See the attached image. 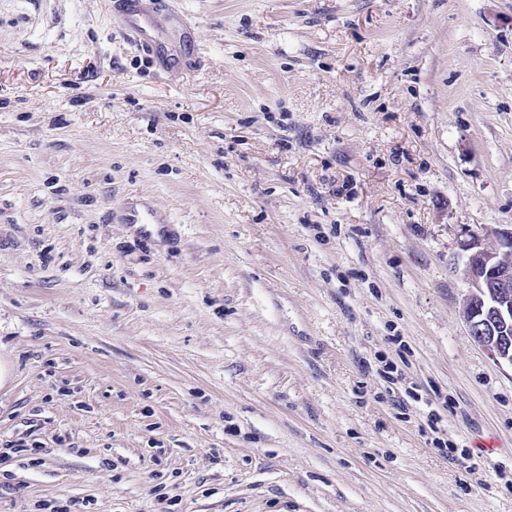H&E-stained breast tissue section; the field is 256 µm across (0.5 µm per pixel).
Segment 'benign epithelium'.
<instances>
[{
  "label": "benign epithelium",
  "mask_w": 512,
  "mask_h": 512,
  "mask_svg": "<svg viewBox=\"0 0 512 512\" xmlns=\"http://www.w3.org/2000/svg\"><path fill=\"white\" fill-rule=\"evenodd\" d=\"M494 250L471 238L462 244L468 252L463 268L467 294L464 314L470 336L498 363L512 366V341H504L494 320L512 314V230L498 232Z\"/></svg>",
  "instance_id": "benign-epithelium-1"
}]
</instances>
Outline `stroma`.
Listing matches in <instances>:
<instances>
[{
	"label": "stroma",
	"instance_id": "1",
	"mask_svg": "<svg viewBox=\"0 0 512 512\" xmlns=\"http://www.w3.org/2000/svg\"><path fill=\"white\" fill-rule=\"evenodd\" d=\"M113 3L0 0V512H512V0ZM119 1L125 26L136 34L141 47H152L155 28L147 3L143 0ZM497 234L499 245L494 250L482 248L474 237L462 244L468 252L463 268L468 288L464 314L474 341L496 362L512 366V341H504L495 328L496 319L512 316V229Z\"/></svg>",
	"mask_w": 512,
	"mask_h": 512
}]
</instances>
